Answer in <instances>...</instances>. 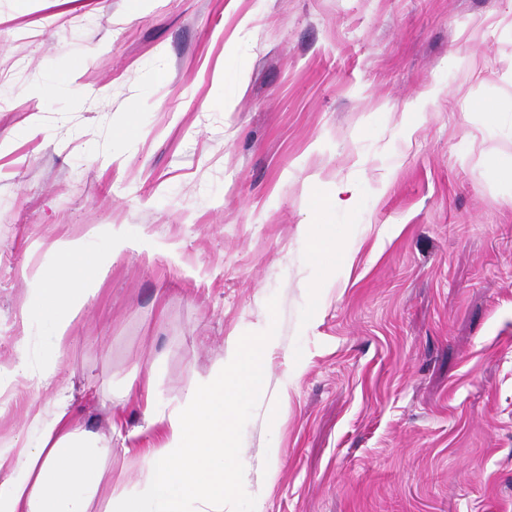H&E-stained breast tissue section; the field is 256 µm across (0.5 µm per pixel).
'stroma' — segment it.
Segmentation results:
<instances>
[{
	"mask_svg": "<svg viewBox=\"0 0 512 512\" xmlns=\"http://www.w3.org/2000/svg\"><path fill=\"white\" fill-rule=\"evenodd\" d=\"M91 224L59 345L28 277ZM265 329L232 512H512V0H0V448L67 397L102 512L163 444L130 382ZM55 362L45 360L39 369H34L25 352L18 356L15 370L18 375L32 381L37 388L50 385L55 375Z\"/></svg>",
	"mask_w": 512,
	"mask_h": 512,
	"instance_id": "obj_1",
	"label": "stroma"
}]
</instances>
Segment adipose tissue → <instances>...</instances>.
<instances>
[{"mask_svg":"<svg viewBox=\"0 0 512 512\" xmlns=\"http://www.w3.org/2000/svg\"><path fill=\"white\" fill-rule=\"evenodd\" d=\"M98 233L92 224L84 237L58 242L53 272L32 274L40 285L38 304L23 316L36 317L43 305H56L58 342H65L76 313L95 296L87 281L103 280L107 273L87 248ZM274 345L273 337L262 335L230 348L223 368L192 384L168 414L157 410L152 383L138 386L145 418L163 428L165 442L162 450L141 454L140 480L111 497L104 512H224L241 474L243 451L234 422L240 407L264 386ZM32 421L39 428L35 446L0 448V512H91L108 446L73 424L62 399L51 418L37 414Z\"/></svg>","mask_w":512,"mask_h":512,"instance_id":"ef3b65f1","label":"adipose tissue"}]
</instances>
